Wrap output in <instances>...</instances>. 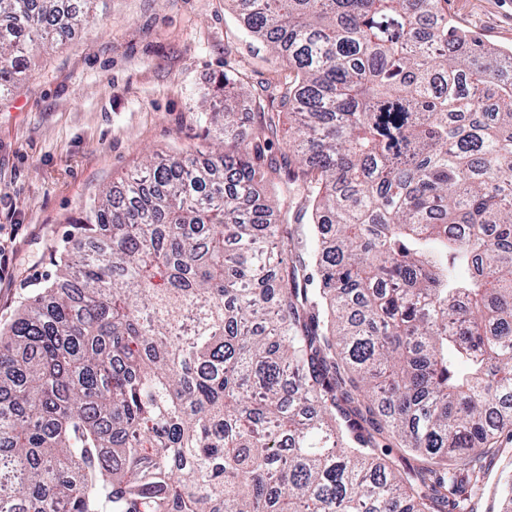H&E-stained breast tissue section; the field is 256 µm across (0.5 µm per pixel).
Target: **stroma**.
<instances>
[{"mask_svg":"<svg viewBox=\"0 0 512 512\" xmlns=\"http://www.w3.org/2000/svg\"><path fill=\"white\" fill-rule=\"evenodd\" d=\"M95 23L37 49L20 80L0 93V253L19 273L0 279V328L24 300L59 273L63 246L78 248L74 225L113 180L134 174L147 154L224 145L223 124L204 113L231 108L244 139L264 113L280 111L265 87L280 68L229 0H94ZM455 26L485 44L512 48V0H448ZM249 69L245 95L214 82L238 63ZM264 190L295 229L288 262L306 260L311 208L304 190ZM505 454L483 459L489 481L477 512H499Z\"/></svg>","mask_w":512,"mask_h":512,"instance_id":"1","label":"stroma"}]
</instances>
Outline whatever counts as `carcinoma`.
I'll use <instances>...</instances> for the list:
<instances>
[{
    "label": "carcinoma",
    "mask_w": 512,
    "mask_h": 512,
    "mask_svg": "<svg viewBox=\"0 0 512 512\" xmlns=\"http://www.w3.org/2000/svg\"><path fill=\"white\" fill-rule=\"evenodd\" d=\"M237 7L285 71L279 177L313 198L318 299L257 189L265 129L103 190L0 331V512H465L488 475L512 421V49L448 0ZM93 21L0 0V92Z\"/></svg>",
    "instance_id": "obj_1"
}]
</instances>
